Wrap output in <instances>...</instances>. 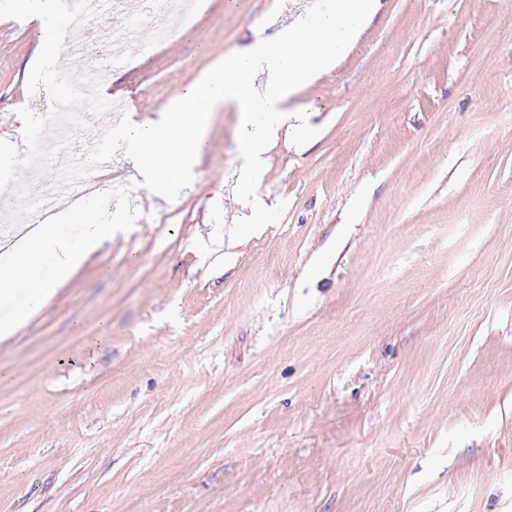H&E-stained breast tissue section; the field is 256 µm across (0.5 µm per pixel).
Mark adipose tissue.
Wrapping results in <instances>:
<instances>
[{
	"mask_svg": "<svg viewBox=\"0 0 512 512\" xmlns=\"http://www.w3.org/2000/svg\"><path fill=\"white\" fill-rule=\"evenodd\" d=\"M373 7L374 0H315L288 26L218 60L171 100L159 120L132 123L123 146L150 188L161 192L170 172L191 174L207 144L211 114L223 106L240 112V151L252 175H260L278 129L303 119L290 101L346 52ZM115 229L112 223L94 224L81 240L71 241L58 235L56 223L39 225L33 246L0 269V289L33 281L43 247L56 252L57 277L67 279Z\"/></svg>",
	"mask_w": 512,
	"mask_h": 512,
	"instance_id": "adipose-tissue-1",
	"label": "adipose tissue"
}]
</instances>
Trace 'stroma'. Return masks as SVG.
Returning <instances> with one entry per match:
<instances>
[{
  "label": "stroma",
  "instance_id": "obj_1",
  "mask_svg": "<svg viewBox=\"0 0 512 512\" xmlns=\"http://www.w3.org/2000/svg\"><path fill=\"white\" fill-rule=\"evenodd\" d=\"M280 0H204L107 90L156 119ZM512 0H378L242 214L241 117L0 340V512L512 506ZM43 36L0 19V138Z\"/></svg>",
  "mask_w": 512,
  "mask_h": 512
}]
</instances>
